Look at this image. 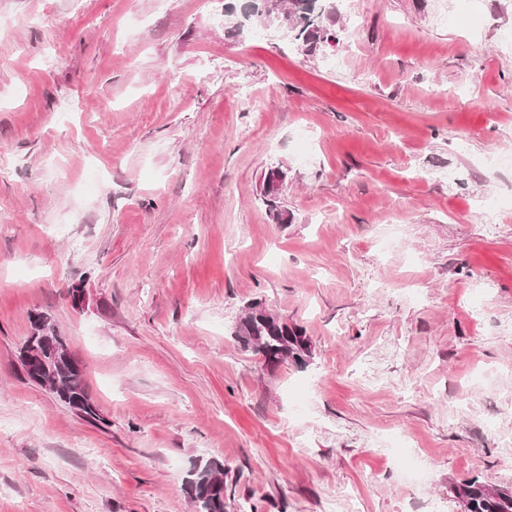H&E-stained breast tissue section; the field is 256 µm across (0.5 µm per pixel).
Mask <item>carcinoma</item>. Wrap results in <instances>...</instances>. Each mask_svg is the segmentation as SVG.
Masks as SVG:
<instances>
[{
  "mask_svg": "<svg viewBox=\"0 0 512 512\" xmlns=\"http://www.w3.org/2000/svg\"><path fill=\"white\" fill-rule=\"evenodd\" d=\"M318 6L307 11L298 7L296 0H251L248 9L254 11L255 21L269 15L275 22L292 33L302 49L309 55L316 54L333 35L325 28L323 19L326 5L314 0ZM271 174L263 182V202L270 217L277 224L288 222L286 211L279 205V193L270 187ZM236 340L245 348L261 354L269 363L284 359L303 362L310 356V342L302 328L290 326L271 314L260 301L247 306V311L236 324L233 332ZM37 349L49 361L48 370H24L27 379L47 387L55 399L76 408L85 421L98 424L103 421L85 382V367L70 351L67 340L50 323V319L39 314L32 320V333L18 352L19 363H24L28 351ZM225 466L210 461L195 467L186 480L189 497L196 505L195 512H224L227 486ZM459 500L463 512H512V490L490 485L477 479L463 481L451 487Z\"/></svg>",
  "mask_w": 512,
  "mask_h": 512,
  "instance_id": "carcinoma-1",
  "label": "carcinoma"
}]
</instances>
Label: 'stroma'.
<instances>
[{"instance_id": "obj_1", "label": "stroma", "mask_w": 512, "mask_h": 512, "mask_svg": "<svg viewBox=\"0 0 512 512\" xmlns=\"http://www.w3.org/2000/svg\"><path fill=\"white\" fill-rule=\"evenodd\" d=\"M245 2L0 0V512H193L209 459L225 512L512 486V0H334L314 57ZM257 299L305 363L240 347ZM39 313L101 424L26 379ZM269 172V171H268ZM266 173L263 182V202L267 207L270 217L277 224H284L288 221V215L286 211L281 209L279 205L278 196L279 193L275 192L270 187V177L272 172ZM228 470L217 461L196 466L186 480L189 497L196 505L195 512H224L227 486L224 475Z\"/></svg>"}]
</instances>
